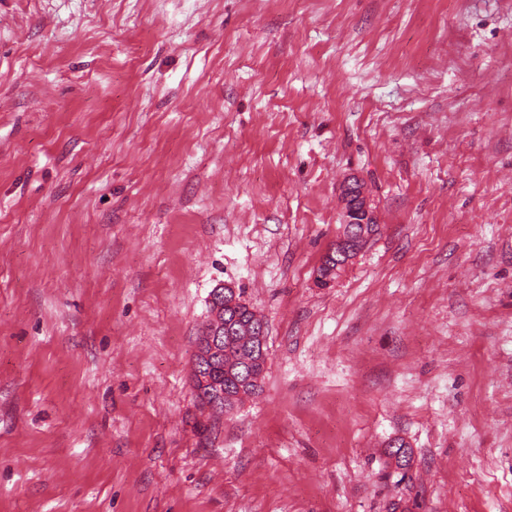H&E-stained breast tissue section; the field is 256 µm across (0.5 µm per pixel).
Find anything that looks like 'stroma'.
Here are the masks:
<instances>
[{"label": "stroma", "mask_w": 512, "mask_h": 512, "mask_svg": "<svg viewBox=\"0 0 512 512\" xmlns=\"http://www.w3.org/2000/svg\"><path fill=\"white\" fill-rule=\"evenodd\" d=\"M0 512H512V0H0ZM355 188V194L358 195V199L355 202L356 207L353 208L350 212H345V221L344 224H373L372 232L375 233L377 231V217L375 215L374 208L371 207L370 200L366 196L364 192L363 185L355 178L349 180L344 188L343 192L347 189L352 191ZM238 294L237 289L232 285L225 284L214 288L209 295V304L214 308L212 318L216 317L218 311L223 310V306L224 308L240 309L241 306L246 305ZM248 311L254 313L252 323L254 325L255 336L261 344L262 354L264 355V345L266 343V323L264 319L257 314L252 308L247 306ZM257 322L254 323L255 320ZM255 336L252 335V327L248 322H240L236 324L231 336L224 333V361L215 364L209 372L212 383L220 387L224 386V393L229 396H235V402H239L244 397L259 394L261 385L247 383V377L253 370V374L262 375L263 368L261 364L248 367L243 361L247 356V351L254 347ZM260 344H258L260 352ZM266 351V345H265Z\"/></svg>", "instance_id": "stroma-1"}]
</instances>
